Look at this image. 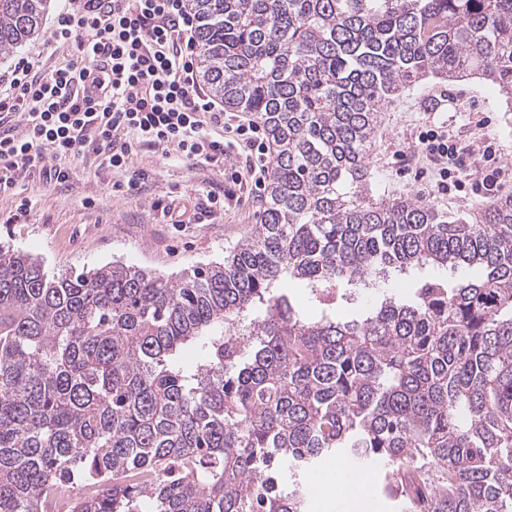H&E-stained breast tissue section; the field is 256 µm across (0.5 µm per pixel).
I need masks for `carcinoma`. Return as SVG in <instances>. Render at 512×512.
Here are the masks:
<instances>
[{"label":"carcinoma","mask_w":512,"mask_h":512,"mask_svg":"<svg viewBox=\"0 0 512 512\" xmlns=\"http://www.w3.org/2000/svg\"><path fill=\"white\" fill-rule=\"evenodd\" d=\"M52 0H0V56ZM200 82L278 144L252 236L177 280L48 276L0 246V512H304L296 471L373 464L400 512H512V195L463 218L365 191L426 77L512 100V0H195ZM424 266L472 278L414 279ZM388 289L310 317L288 286ZM194 348L192 368L180 359ZM343 292H346L348 297L351 298L347 302L343 300L336 303V319L343 321L353 318L361 307L370 303L374 298V294L370 290H361L353 287L346 291L342 289L341 293ZM350 294L351 296H349Z\"/></svg>","instance_id":"obj_1"}]
</instances>
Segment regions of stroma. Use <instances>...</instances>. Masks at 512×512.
I'll list each match as a JSON object with an SVG mask.
<instances>
[{
    "label": "stroma",
    "instance_id": "stroma-1",
    "mask_svg": "<svg viewBox=\"0 0 512 512\" xmlns=\"http://www.w3.org/2000/svg\"><path fill=\"white\" fill-rule=\"evenodd\" d=\"M459 126L461 144H492L502 164L512 168V106L498 89L480 78L442 81L429 78L385 104L368 156V190L375 196L421 200L457 215L489 200L470 191L438 195L431 175H417L406 162L417 137L430 121ZM136 169L145 173L142 188L116 193L113 176L81 164L68 186L44 183L38 174L26 181L34 206L27 216L9 221L11 196L0 195V245L8 244L39 257L49 274L89 270L112 262L173 277L194 267L223 261L255 230L259 218L255 194L242 188L238 200L204 222L169 223L164 206L172 199L194 207L201 192L223 185L224 174L206 165H188L177 157L139 153ZM96 200L85 207V198Z\"/></svg>",
    "mask_w": 512,
    "mask_h": 512
}]
</instances>
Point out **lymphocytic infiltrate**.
Returning <instances> with one entry per match:
<instances>
[{"instance_id": "1", "label": "lymphocytic infiltrate", "mask_w": 512, "mask_h": 512, "mask_svg": "<svg viewBox=\"0 0 512 512\" xmlns=\"http://www.w3.org/2000/svg\"><path fill=\"white\" fill-rule=\"evenodd\" d=\"M69 3L44 46L71 47L76 61L46 68L22 56L0 70V192L12 194L17 215L32 207L19 189L27 173L65 185L75 162L91 158L115 174L113 191H131L142 176L133 159L144 150L223 168V186L206 193L207 214L223 210L234 187L264 188L277 145L198 84L193 0ZM237 146L247 153L243 172L224 165L225 148ZM416 151L435 164L437 189L447 192L449 161L465 163L447 125L421 132Z\"/></svg>"}]
</instances>
